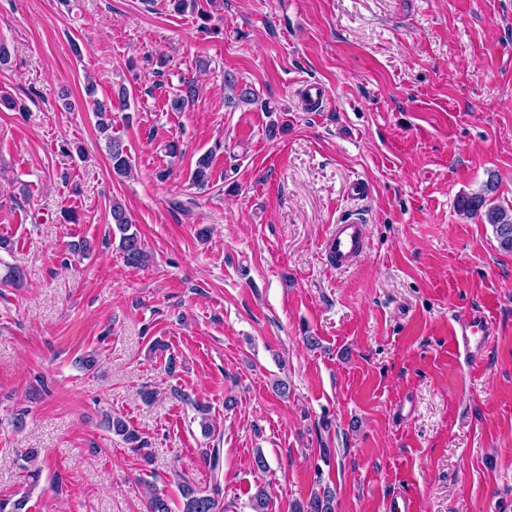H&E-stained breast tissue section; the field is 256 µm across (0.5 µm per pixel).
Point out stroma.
<instances>
[{
    "label": "stroma",
    "instance_id": "1",
    "mask_svg": "<svg viewBox=\"0 0 512 512\" xmlns=\"http://www.w3.org/2000/svg\"><path fill=\"white\" fill-rule=\"evenodd\" d=\"M0 41V96L26 106L0 110V262L25 273L0 286V498L146 512L157 492L181 512L186 478L224 512H251L260 486L268 512H290L321 484L336 512H386L396 492L412 512H512V253L456 209L490 179L512 207V0H0ZM228 74L258 103L228 108ZM90 82L102 101L130 91L112 114L127 179L112 177ZM311 82L324 102L304 111ZM76 145L84 158L67 157ZM208 151L200 191L189 178ZM116 199L147 267L119 251ZM353 213L368 250L339 271L323 239ZM475 307L494 326L480 360L451 342ZM89 353L97 368L80 369ZM27 448L49 459L30 490Z\"/></svg>",
    "mask_w": 512,
    "mask_h": 512
}]
</instances>
